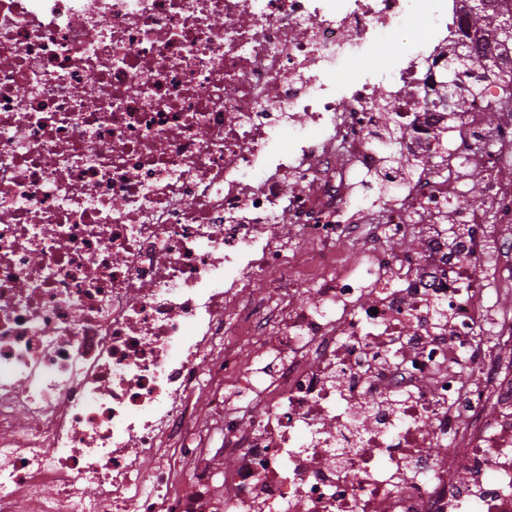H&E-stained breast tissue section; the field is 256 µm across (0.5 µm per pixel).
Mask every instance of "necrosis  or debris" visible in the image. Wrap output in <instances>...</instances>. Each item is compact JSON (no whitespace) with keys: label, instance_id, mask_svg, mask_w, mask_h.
<instances>
[{"label":"necrosis or debris","instance_id":"obj_1","mask_svg":"<svg viewBox=\"0 0 512 512\" xmlns=\"http://www.w3.org/2000/svg\"><path fill=\"white\" fill-rule=\"evenodd\" d=\"M471 5L0 0V512H512V113L438 105L499 61ZM470 63H466V61H459V65L461 67L453 68V70L448 71L446 75V82L449 83L450 86L459 88L463 90L464 93L460 94L453 104L452 112H462L464 111L467 98L469 94H472L476 90V85L471 81L473 78L474 81H480L479 78H483V76L475 75L474 68L471 66V60H468ZM466 92V94H465Z\"/></svg>","mask_w":512,"mask_h":512}]
</instances>
